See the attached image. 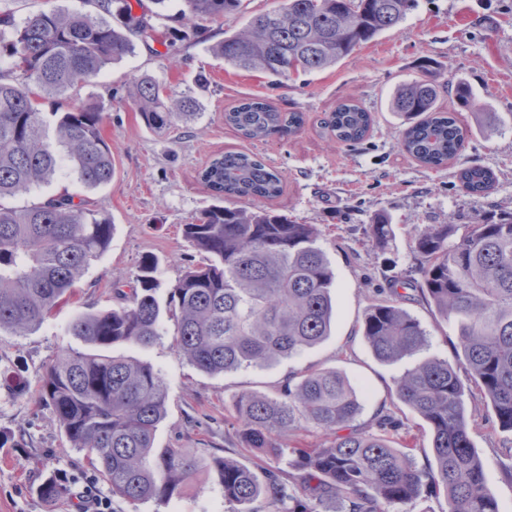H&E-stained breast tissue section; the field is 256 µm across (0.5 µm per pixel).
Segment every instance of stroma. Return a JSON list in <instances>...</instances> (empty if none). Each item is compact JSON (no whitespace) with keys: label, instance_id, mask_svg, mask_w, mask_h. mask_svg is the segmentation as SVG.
<instances>
[{"label":"stroma","instance_id":"35a3bbf8","mask_svg":"<svg viewBox=\"0 0 512 512\" xmlns=\"http://www.w3.org/2000/svg\"><path fill=\"white\" fill-rule=\"evenodd\" d=\"M245 2L247 14L208 23V43L183 41L166 56L160 53L161 42L137 44L90 87L93 96L112 100L103 125L115 159L110 184L86 189L67 175L11 200L12 206L24 207L51 193H78L111 220L114 230L108 250L41 326L22 336L0 334V429L14 433L19 442L15 448L0 447V512H76L79 494L88 491L110 498L112 512H235L217 479L207 475L162 509L151 501L133 506L112 496L107 485L94 480L84 453L69 447L51 411L34 400L56 354L81 346L67 333L71 320L81 312L112 307L113 276L133 278L142 256H154L163 299L188 266L203 262V255L185 241L182 227L211 204L198 174L214 154L225 151L258 154L282 171L283 191L269 207L319 229L316 244L336 275V317L331 335L319 345L273 365L245 366L219 376L198 371L175 350L177 325L170 317L149 346L123 347V354L150 362L165 380L167 416L156 431V445L216 451L264 471H290L291 449L319 442V432L311 427L292 432L288 453L257 454L235 436L234 399L245 392L274 395L289 376L335 368L362 395L361 422H370L380 407H387L403 423L396 440L411 448L416 466L423 469L434 460L428 424L398 401L394 381L422 358L455 362L453 326L421 296H412L404 307L421 322L428 343L419 355L390 363L373 357L361 326L366 309L385 296L394 277L415 273L416 229L450 224L458 240L482 218L512 213V0H417L402 24L336 67L278 86L269 85L264 75L234 70L207 50L225 32L241 29L249 15L279 5V0ZM144 72L176 93L193 86L197 73H205L209 87L198 95L199 118L168 135L147 129L127 98L132 77ZM459 78L472 86L478 111L463 110L453 93L445 91V84ZM421 79L442 84L440 109L454 112L467 131L463 155L439 169L427 168L401 150L402 120L390 107L398 86ZM253 95L268 97L280 111L303 113L304 125L284 138L244 139L225 125L224 111ZM346 99L373 116L368 137L354 146L336 143L322 127L325 113ZM466 165L496 173L488 196L461 190L456 174ZM381 217L393 228V240L385 248L370 234L371 224ZM465 404L475 416L471 440L484 463L487 486L500 512H512V480L503 475L504 466L512 463V433L498 428L474 383L466 385ZM47 465L78 479L73 496L53 506L35 492Z\"/></svg>","mask_w":512,"mask_h":512}]
</instances>
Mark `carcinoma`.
<instances>
[{
	"instance_id": "obj_1",
	"label": "carcinoma",
	"mask_w": 512,
	"mask_h": 512,
	"mask_svg": "<svg viewBox=\"0 0 512 512\" xmlns=\"http://www.w3.org/2000/svg\"><path fill=\"white\" fill-rule=\"evenodd\" d=\"M96 13L52 7L15 22L0 8V200L52 182L67 166L87 189L112 181L115 160L101 133L112 103L82 99L104 70L156 40L155 11L137 14L141 0H88ZM417 0H280L224 36L212 54L244 72L290 79L336 66L357 48L402 23ZM243 0H183L177 40L201 39L206 22L241 11ZM463 107H477L470 85L451 86ZM129 97L145 126L164 134L199 116L188 89L166 90L153 76L133 78ZM438 84L400 85L390 106L404 119L401 147L437 168L465 150L466 133L451 112L437 107ZM57 104L51 119L42 101ZM224 122L250 140L296 133L301 112H282L265 97L246 98L224 112ZM371 113L352 100L322 121L338 142L362 141ZM215 203L183 225V237L207 262L187 267L166 304L157 290L158 263L142 257L128 290L114 282L117 304L84 312L69 325L84 351H62L47 368L37 401L52 410L70 447L84 453L112 495L130 504L168 505L199 475H216L224 499L269 512H391L418 496L423 481L447 498L448 512H499L485 469L470 438L471 416L463 379L473 382L512 432V218H485L456 243L451 224L415 234L416 278H395L389 295L371 304L362 336L375 357L394 362L421 351L426 331L403 307L406 290L421 294L446 318L460 320L457 365L426 358L394 380L398 399L430 427L435 466L417 468L394 438L402 422L378 410L372 424L358 390L336 369L310 371L287 382L277 398L244 393L235 401L239 439L263 455L283 453L280 439L312 426L325 441L295 448L297 476L269 472L189 448H157L155 434L167 416L162 375L141 359L113 354L116 345L145 347L160 335L165 315L176 318L174 346L197 370L222 375L294 357L331 335L336 276L316 246L318 229L266 209L226 207V199L273 200L283 190L280 171L254 154L214 155L199 173ZM461 190L484 196L494 172L459 169ZM113 224L64 191L30 206L0 204V333L21 336L39 326L90 264L109 247ZM391 224L378 219L371 235L384 247ZM70 493V478L47 472L38 496L55 504Z\"/></svg>"
}]
</instances>
